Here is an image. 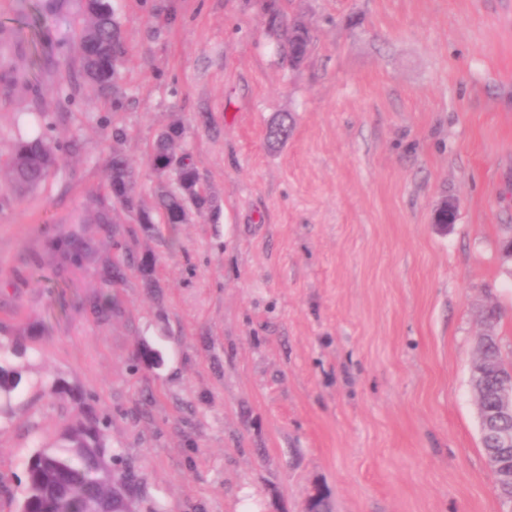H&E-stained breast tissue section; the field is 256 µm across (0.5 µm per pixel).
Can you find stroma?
I'll return each mask as SVG.
<instances>
[{
  "instance_id": "1",
  "label": "stroma",
  "mask_w": 512,
  "mask_h": 512,
  "mask_svg": "<svg viewBox=\"0 0 512 512\" xmlns=\"http://www.w3.org/2000/svg\"><path fill=\"white\" fill-rule=\"evenodd\" d=\"M278 4L311 36L297 67L263 0H116L117 112L85 105L64 18L0 0V151L40 114L62 148L24 198L0 183V341L26 349L0 512L33 444L85 416L108 418L136 512H304L317 488L331 512H512L469 383L487 305L512 358V0ZM177 119L218 213L174 244L122 211L104 233L87 202L113 123L147 190ZM74 229L96 250L79 267L57 247ZM124 251L104 321L102 260Z\"/></svg>"
}]
</instances>
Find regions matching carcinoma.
Returning a JSON list of instances; mask_svg holds the SVG:
<instances>
[{
    "label": "carcinoma",
    "mask_w": 512,
    "mask_h": 512,
    "mask_svg": "<svg viewBox=\"0 0 512 512\" xmlns=\"http://www.w3.org/2000/svg\"><path fill=\"white\" fill-rule=\"evenodd\" d=\"M268 11L290 62L296 66L304 63L310 46L308 30L287 21L273 3ZM82 16L73 29L79 55L69 66L77 68L89 90L87 104L110 98L118 110L122 102L115 94L125 48L115 7L112 0H84ZM290 131V119L282 115L269 125L267 140L283 144ZM128 136L125 126L112 124V154L105 182L102 191L89 198L94 223H115L114 211L119 207L135 216L139 224H165L174 229L194 215L217 209L215 197L208 192L192 161L179 121L163 129L149 148L147 162L156 177L149 196L134 180L130 160L121 149ZM58 151L59 147L42 135L19 137L9 145L6 175L16 196L23 197L40 187L58 166ZM91 251L86 240L74 235L65 244V259L78 265ZM131 261L132 256L127 253L112 259L108 287L114 288L123 281L124 268ZM482 345L497 360V368L486 371L482 378L484 412L489 416L498 410L501 389L512 382V364L503 359L496 334L486 336ZM15 354L14 347L0 344V405L6 408L22 382L21 367L11 359ZM121 464L120 455L107 444L100 419L79 421L64 432L60 448L39 446L27 456L25 493L19 512H90L98 505L117 512L119 507L112 506L113 489L117 483L131 479Z\"/></svg>",
    "instance_id": "1"
}]
</instances>
